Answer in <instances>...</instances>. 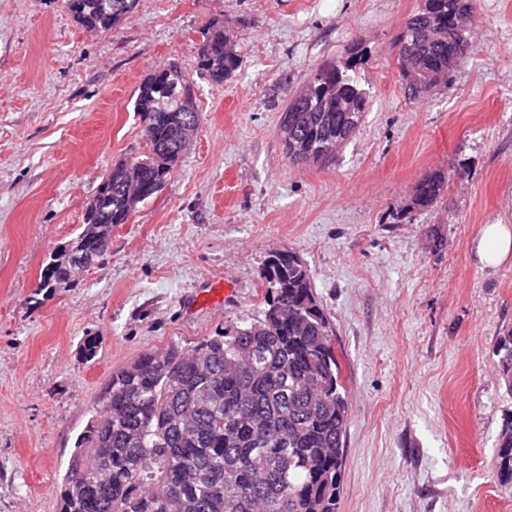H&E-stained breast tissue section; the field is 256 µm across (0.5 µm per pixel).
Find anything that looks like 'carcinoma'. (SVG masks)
I'll use <instances>...</instances> for the list:
<instances>
[{
	"label": "carcinoma",
	"mask_w": 512,
	"mask_h": 512,
	"mask_svg": "<svg viewBox=\"0 0 512 512\" xmlns=\"http://www.w3.org/2000/svg\"><path fill=\"white\" fill-rule=\"evenodd\" d=\"M61 2L81 25L102 33L133 13V0ZM428 2L397 37L417 40V55L397 57L410 98L448 81V55L470 48L468 32L455 31V18L472 0ZM450 32L455 47L448 44ZM241 66L224 30L203 33L199 75L221 87ZM169 68L136 90L134 111L149 124L148 152L128 159L125 176L98 186L77 242L51 258L39 290L69 285L80 242L110 243L112 227L155 196L182 155L174 128L198 131L201 113L181 107V98L194 96L195 83L181 66ZM351 70L350 63L319 67L281 113L278 131L291 162L323 161L358 131L369 99ZM447 184L441 173L428 176L415 187L413 204L432 206ZM263 279L260 314L189 349L146 352L112 374L99 414L76 439L59 512H338L349 406L333 329L296 253L274 255ZM495 355L512 398V328L497 338ZM492 470L511 492V411L498 433Z\"/></svg>",
	"instance_id": "obj_1"
}]
</instances>
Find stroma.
I'll return each instance as SVG.
<instances>
[{
    "label": "stroma",
    "instance_id": "stroma-1",
    "mask_svg": "<svg viewBox=\"0 0 512 512\" xmlns=\"http://www.w3.org/2000/svg\"><path fill=\"white\" fill-rule=\"evenodd\" d=\"M422 0H139L119 30L61 0H0V512H56L77 435L113 372L264 307L279 252L309 267L350 416L339 512H512L490 465L506 412L494 344L512 264L483 267V225L512 222V0H474L448 83L404 94L396 39ZM223 27L241 68L196 84L203 122L163 189L72 286L37 292L118 161L146 152L135 91ZM352 62L370 98L355 137L293 165L291 94ZM448 174L432 207L418 182ZM232 297L213 303L212 282ZM100 341L85 360L82 341Z\"/></svg>",
    "mask_w": 512,
    "mask_h": 512
}]
</instances>
